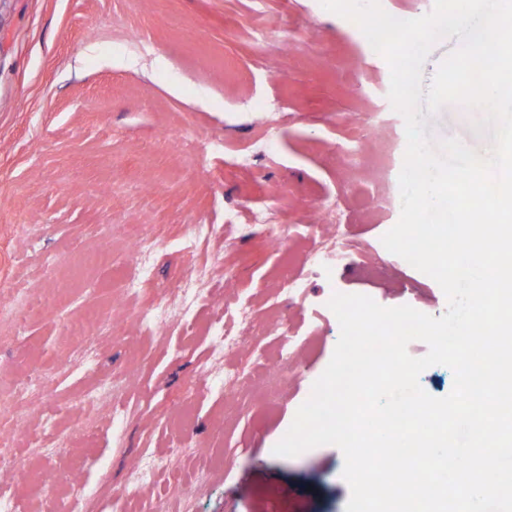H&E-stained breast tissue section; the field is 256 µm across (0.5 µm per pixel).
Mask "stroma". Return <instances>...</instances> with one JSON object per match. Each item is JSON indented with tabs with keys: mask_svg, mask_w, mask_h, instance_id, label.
Wrapping results in <instances>:
<instances>
[{
	"mask_svg": "<svg viewBox=\"0 0 512 512\" xmlns=\"http://www.w3.org/2000/svg\"><path fill=\"white\" fill-rule=\"evenodd\" d=\"M389 88L358 24L320 0H0V303L47 304L0 323V393L47 379L14 447L30 483L0 470L18 512H68L74 482L94 512H345L338 447L273 452L339 340L329 300L447 309L382 243L407 144ZM481 118L450 103L426 130L483 156ZM326 200L348 246L333 264L317 258ZM258 208L270 223L251 224ZM196 224L211 237L193 240ZM142 240L170 247L142 268ZM202 263L211 281L187 287ZM159 301L175 319L163 333L141 319ZM242 309L254 336L210 366ZM89 310L104 329L72 348L66 325ZM277 356L288 377L268 397L225 389V372L262 375ZM105 381L116 407L82 413ZM81 416L91 438L70 432Z\"/></svg>",
	"mask_w": 512,
	"mask_h": 512,
	"instance_id": "obj_1",
	"label": "stroma"
}]
</instances>
